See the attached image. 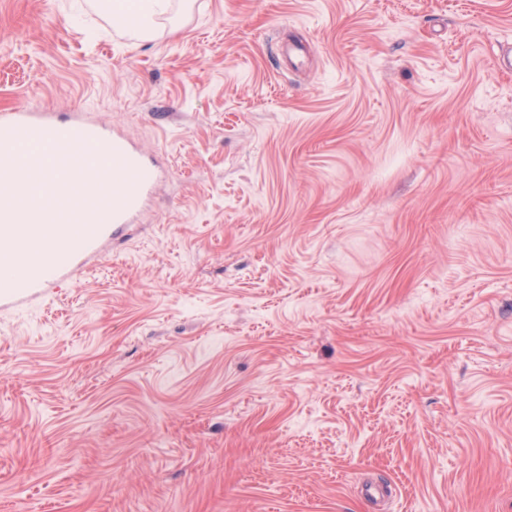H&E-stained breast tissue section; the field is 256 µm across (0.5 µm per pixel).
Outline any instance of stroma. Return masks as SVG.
I'll use <instances>...</instances> for the list:
<instances>
[{"label": "stroma", "mask_w": 512, "mask_h": 512, "mask_svg": "<svg viewBox=\"0 0 512 512\" xmlns=\"http://www.w3.org/2000/svg\"><path fill=\"white\" fill-rule=\"evenodd\" d=\"M190 2L0 0V112L165 170L0 311V512H512V0ZM89 8L113 22L133 21L132 37L144 41L152 38L156 18L169 8L170 0H89Z\"/></svg>", "instance_id": "obj_1"}]
</instances>
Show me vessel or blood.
<instances>
[{"mask_svg": "<svg viewBox=\"0 0 512 512\" xmlns=\"http://www.w3.org/2000/svg\"><path fill=\"white\" fill-rule=\"evenodd\" d=\"M161 166L110 128L46 113H0V310L45 298L123 238L161 182Z\"/></svg>", "mask_w": 512, "mask_h": 512, "instance_id": "b4317fda", "label": "vessel or blood"}]
</instances>
